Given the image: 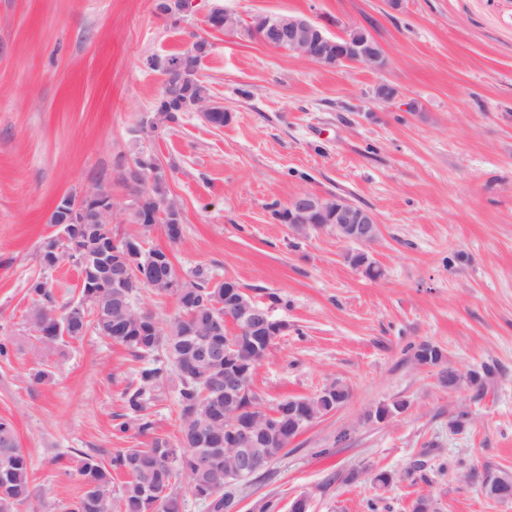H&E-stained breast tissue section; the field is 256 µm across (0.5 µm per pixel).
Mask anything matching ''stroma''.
<instances>
[{"label": "stroma", "instance_id": "1", "mask_svg": "<svg viewBox=\"0 0 512 512\" xmlns=\"http://www.w3.org/2000/svg\"><path fill=\"white\" fill-rule=\"evenodd\" d=\"M217 8L233 31L208 26ZM305 14L327 35L367 29L386 64L320 67L248 32L259 14ZM209 50L200 75L232 118L198 113L150 129L163 85L152 56ZM395 88L393 102L375 97ZM155 157L183 212L177 242L155 233L181 272L237 280L288 329L252 378L262 408L310 397L329 382L350 399L311 423L249 482L233 485L239 512L275 502L290 512H512L472 471L512 470V0H192L163 16L156 0H0V416L32 463L39 495L21 512H57L78 492L66 475L83 454L101 459L177 439L179 380L168 374L146 400L148 433L119 431L124 392L144 362L94 332L43 348L28 316V288L47 281L58 304L78 301L67 259L40 263L59 234L49 218L64 194L112 193V230L134 226L123 166ZM340 196L380 225L368 256L373 279L352 267L353 244L327 232L293 234L277 221L300 192ZM439 346L467 371L492 366L482 398L451 393L411 345ZM45 367L48 382L32 383ZM403 413L372 419L377 406ZM473 420L448 422L459 409ZM361 471L354 482L350 471ZM389 471L385 489L371 473Z\"/></svg>", "mask_w": 512, "mask_h": 512}]
</instances>
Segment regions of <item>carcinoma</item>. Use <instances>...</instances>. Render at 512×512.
Returning a JSON list of instances; mask_svg holds the SVG:
<instances>
[{"mask_svg":"<svg viewBox=\"0 0 512 512\" xmlns=\"http://www.w3.org/2000/svg\"><path fill=\"white\" fill-rule=\"evenodd\" d=\"M189 277L194 283L193 306L177 313L161 335L154 337L150 343L141 341L138 336L137 315L140 310L135 305L138 293L135 287L125 289L131 308L123 311L112 309L113 289L83 288L81 300L65 305L59 312L52 289L40 287L42 280L37 278L29 287V311L34 323L44 325L46 335L39 337V340L47 347L66 337L77 339L90 328L103 334L112 329L115 321L125 325V335H109L107 339L129 348L140 358L150 359V363L139 370L136 386L125 392L129 420L138 423L139 431L144 433L151 429L150 422L143 415L149 388L160 383L168 373V367L175 368L183 361L188 343L192 341V332L204 326L215 302L214 292L207 288L208 277L203 271L195 270ZM414 358L418 362L425 361L448 369L445 353L433 344L427 348H417ZM221 372L223 369L220 367L203 363L189 375L178 374L181 424L177 442L155 437L147 447L126 448L107 463L88 454L81 458L76 468L81 489L75 502L83 504L82 512H156L158 500L162 502L163 512H181V502L174 492L169 491L158 499L148 494L144 486L164 481L170 487L182 472L194 470L193 457L185 451V436L191 430L202 427L224 434V425L214 422L209 412L210 396L205 394L206 383L202 380L204 376ZM491 373L492 370L486 365L480 371L469 373L467 381L474 397L483 396V379ZM349 397L348 387L343 386L334 393L320 392L307 399V402L312 405L315 416L322 417L335 411ZM290 442L291 438L287 437L255 449L257 471H262ZM202 451L209 457V467L195 475L196 484L191 491L206 505L207 512H230L237 505V499L233 491L224 489V484L227 481L240 483L242 479L224 477V440L210 441L202 447ZM114 470L128 477L117 499L111 494ZM34 495L31 461L18 442L12 422L0 417V512H19L20 506Z\"/></svg>","mask_w":512,"mask_h":512,"instance_id":"carcinoma-1","label":"carcinoma"}]
</instances>
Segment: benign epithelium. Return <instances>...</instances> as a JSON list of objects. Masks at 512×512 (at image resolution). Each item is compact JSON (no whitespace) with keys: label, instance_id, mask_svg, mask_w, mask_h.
<instances>
[{"label":"benign epithelium","instance_id":"obj_1","mask_svg":"<svg viewBox=\"0 0 512 512\" xmlns=\"http://www.w3.org/2000/svg\"><path fill=\"white\" fill-rule=\"evenodd\" d=\"M187 8L188 0H158L156 4L157 12L163 16L179 14ZM207 21L213 29H232L239 23L236 15L226 9L213 10ZM249 30L266 45L273 48L286 45L289 50L321 67L335 68L354 63L380 69L385 65L380 43L357 25L347 27L343 34L332 38L320 24L305 15H257ZM208 49V45L196 39L183 51L181 61L175 64L166 58H156L158 69L164 72L177 70L181 74L179 78L166 75L163 95L200 113L206 121L221 109V105L208 98L190 97L189 83L198 76L196 59ZM159 169V163L141 157L126 166L127 183L136 193L127 196L125 208L142 229L139 237L124 239L108 232L115 209L112 194L96 186L78 195H65L57 201L55 211L61 218L58 241L47 253L40 254V261L50 267L57 265L60 257L67 256L81 265L99 264L103 270V277L98 279L100 284L105 282L114 288H122L127 281L138 280L153 290L162 289L164 295L182 304L191 292L189 279L177 269L170 254L161 257L146 253L147 240L155 233L159 220H164V235L169 240L176 239L181 230L179 208L158 201L151 211L144 209L147 194L142 187L153 182ZM88 211L94 212L95 222L101 225L100 249L95 255L76 249L66 226L68 222H77L79 216ZM282 222L289 225L295 235L328 232L363 248L374 243L379 235V224L369 210L341 197L316 196L308 192L298 193L288 201ZM209 287L216 290L214 308L219 310V315L210 320L206 330L197 333V339L190 344L196 359L219 363L228 353L238 349L237 337L246 335L256 341L267 340L288 327L286 321L274 318L270 308L254 301L237 281L213 278ZM440 384L450 392L466 388L461 372L455 369L440 375ZM249 387L248 374L226 367L224 377L217 378L209 389L216 402L214 419L224 422V436L228 437L224 442V454L230 456L229 475L239 476L251 470L255 465L251 449L266 444L277 432L276 413L263 410L243 426L237 413L230 412L237 398L248 394ZM293 409L295 417L292 421L300 428L315 421L307 403L295 402Z\"/></svg>","mask_w":512,"mask_h":512}]
</instances>
